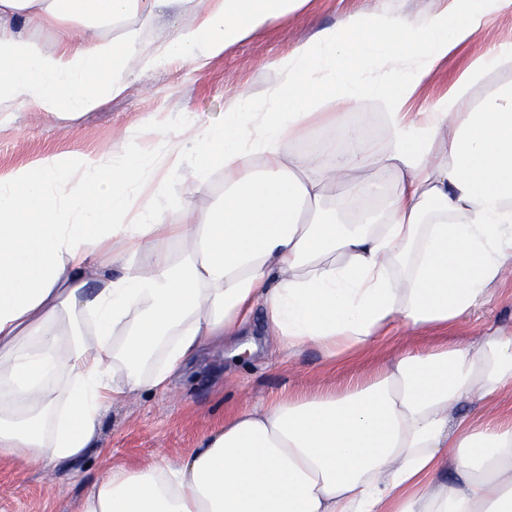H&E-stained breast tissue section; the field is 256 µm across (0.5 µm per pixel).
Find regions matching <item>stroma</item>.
<instances>
[{"label": "stroma", "mask_w": 512, "mask_h": 512, "mask_svg": "<svg viewBox=\"0 0 512 512\" xmlns=\"http://www.w3.org/2000/svg\"><path fill=\"white\" fill-rule=\"evenodd\" d=\"M444 5L445 0H309L303 11L231 46L205 67L187 63L134 74L124 94L104 101L74 126L18 109L8 127L0 130V175L48 153L75 156L99 152L117 134L137 135L150 119L186 130L223 125L225 99L265 86L273 78L269 63L288 55L318 29L340 23L353 13L395 10L422 16L439 12ZM508 45L512 46V11L489 14L483 29L457 47L418 87L414 109L441 99L472 59L490 48ZM262 317V310H255L248 338L253 352L232 361L228 349L211 350L174 383V395L145 394L112 405L95 448L80 460L40 472L27 470L17 460L1 459L0 512H73L87 486L106 469L157 460L182 461L200 436L234 412L244 396L260 400L338 385V374L316 349L287 360L265 336ZM488 324L512 329L511 272L495 290L492 301L470 317L460 332L474 338Z\"/></svg>", "instance_id": "1"}]
</instances>
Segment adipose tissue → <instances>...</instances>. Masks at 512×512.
I'll list each match as a JSON object with an SVG mask.
<instances>
[{"label": "adipose tissue", "instance_id": "ef3b65f1", "mask_svg": "<svg viewBox=\"0 0 512 512\" xmlns=\"http://www.w3.org/2000/svg\"><path fill=\"white\" fill-rule=\"evenodd\" d=\"M307 3L0 0V122L19 108L76 119L134 73L205 66ZM183 7L195 24L143 45L159 11ZM497 9L512 0L350 15L228 98L223 126L188 137L151 122L150 150L123 133L0 177V459L83 456L107 408L167 393L260 307L277 350L314 348L336 368L400 329L445 340L338 389L245 403L179 464L104 471L75 512H512V407L453 412L512 387V332L455 336L512 269V81L471 94L512 53L470 61L439 101L406 109ZM50 23L68 40L53 51L29 34ZM367 99L377 149L346 121ZM216 169L210 209L165 223L181 206L172 179L200 191Z\"/></svg>", "mask_w": 512, "mask_h": 512}]
</instances>
